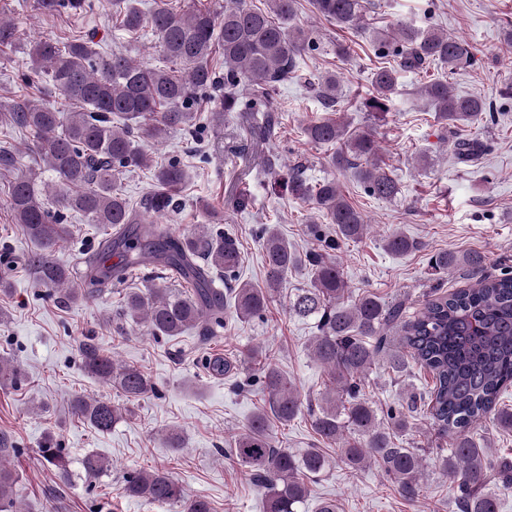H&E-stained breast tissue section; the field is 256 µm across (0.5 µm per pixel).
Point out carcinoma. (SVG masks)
I'll use <instances>...</instances> for the list:
<instances>
[{"instance_id": "1", "label": "carcinoma", "mask_w": 512, "mask_h": 512, "mask_svg": "<svg viewBox=\"0 0 512 512\" xmlns=\"http://www.w3.org/2000/svg\"><path fill=\"white\" fill-rule=\"evenodd\" d=\"M313 4L324 19L362 30L387 49L385 60L373 70V91L361 102L364 111L378 120L385 118L401 74L427 73L438 66L442 76L423 83L419 95L433 107L442 129L455 138L460 162L471 163L485 152L483 141L464 129L493 121L495 103L458 96L450 83L456 69L473 61L466 42L434 26L418 29L402 24L386 31L371 27L366 22L370 0H313ZM38 5L48 14L92 8L89 0H38ZM112 9L122 30L132 35L151 32L166 65L146 67L120 50L104 54L92 34L40 39L30 54L31 73L39 81L47 79L63 96L65 107L34 99L15 104L8 112L11 124L34 133L43 167L63 185L52 204L49 186L31 175L15 181L8 194L10 212L35 245L26 265L37 283L59 301L76 303L124 281L128 269L161 266L182 286L132 288L123 297L119 316L157 338L180 336L191 327L211 336L224 327L227 313L242 322L264 317L288 272L307 268L311 282L296 289L288 309L300 319L316 321L318 336L310 342V353L328 370L318 411L313 413L316 434L338 445L340 460L349 469L377 463L400 494L414 500L420 495L423 459L419 450L403 447L397 435L407 427V414L426 406L433 429L451 439L450 447L441 449L440 462L459 512H498L499 492L512 489V461H493L469 433L487 425L512 429V408L502 405L503 394L512 386V271L484 277L474 287L431 295L412 315L406 314L403 304L386 303L372 293L351 299L344 270L330 252L362 239L369 224L348 203L336 180L311 182L301 166L290 165L283 177L288 195L311 204L324 223L336 225V237L322 235L314 225L310 233L320 247L299 252L267 225L260 234L264 286L241 282L228 294L221 293L217 283L237 277L241 263L236 239L206 225L176 237L165 225L147 222L143 212L161 214L175 207L174 194L189 175L177 161L157 164L139 144L155 147L173 127L196 136L197 125L207 120L195 107L198 94L214 121L222 124L224 116L234 112L249 129L251 140L274 137L278 111L274 93L295 77L298 58L314 49L316 42L310 30L297 22L298 0H266L264 9L247 0H224L218 10L183 13L165 6L145 13L136 0H112ZM16 39L14 25L0 17V46H11ZM218 50L224 58L220 65L213 57ZM312 87L326 111H337L336 74L320 76ZM241 88L248 91L246 101L239 97ZM305 134L315 145H338L331 165L354 170L369 195L387 200L399 194L398 182L382 161L375 130L349 135L345 122L330 116L310 121ZM134 169L151 170L154 177L153 191L138 206L120 189L123 176ZM65 211L100 226L105 231L100 252L119 258L115 264L98 256L86 260L80 288L71 285L69 268L55 257L70 236ZM383 247L404 254L420 243L392 232L383 237ZM432 259L436 275L459 270L479 273L487 261L480 251L452 249L439 251ZM394 330L398 331L395 346L389 348L386 341ZM380 361L395 374L416 367L432 375L433 383L425 393H408L405 404L389 409L386 422L361 397L365 372ZM81 362L88 374L116 388L128 401L155 390L137 365L122 362L94 343L82 344ZM243 365L254 371L267 406L251 416L227 453L265 489L266 512H300L310 496V484L330 472L332 461L317 448L296 454L278 446L270 421L288 425L303 412L305 403L263 347L248 350L239 360L211 358L206 369L221 376ZM24 377L19 366L0 361V382L15 384ZM71 411L100 433L111 431L125 414V408L108 399L83 396L72 399ZM19 453L0 434V512L15 508L14 458ZM38 456L60 477H69L71 461L53 439L44 441ZM80 464L89 476L108 471V462L96 453L84 455ZM123 491L159 505H178L182 512H211L205 497L186 499L179 482L163 469L128 474Z\"/></svg>"}]
</instances>
